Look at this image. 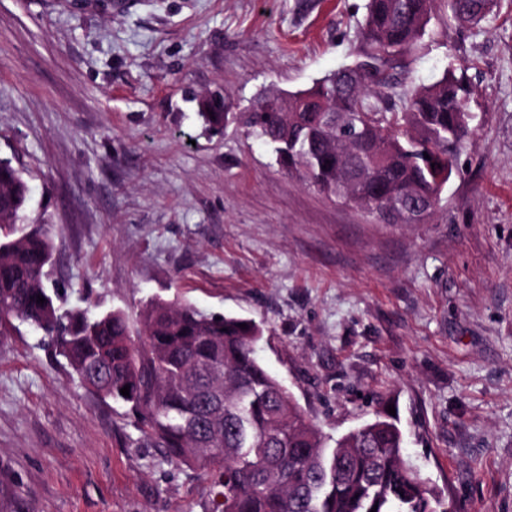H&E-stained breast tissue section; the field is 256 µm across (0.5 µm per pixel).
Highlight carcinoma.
Listing matches in <instances>:
<instances>
[{"instance_id":"cac0c4a2","label":"carcinoma","mask_w":512,"mask_h":512,"mask_svg":"<svg viewBox=\"0 0 512 512\" xmlns=\"http://www.w3.org/2000/svg\"><path fill=\"white\" fill-rule=\"evenodd\" d=\"M498 6L367 0L356 67L304 90L266 93L239 121L273 146L284 171L326 197L389 223L419 224L470 143L472 88L448 70L409 88L399 109L380 89L438 10L478 25ZM201 116L221 133L226 101L205 100ZM29 195L22 174L0 160V336L22 325L42 333L89 392L127 408L141 439L209 482V512H448L406 459L396 420L378 416L336 438L314 425L259 362L264 329L256 322L217 320L161 299L143 304L134 320L119 309L60 312L59 288L45 285L51 226L32 224L12 237ZM126 385L128 397L120 393Z\"/></svg>"}]
</instances>
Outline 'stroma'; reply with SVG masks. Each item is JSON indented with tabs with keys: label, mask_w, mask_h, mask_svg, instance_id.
<instances>
[{
	"label": "stroma",
	"mask_w": 512,
	"mask_h": 512,
	"mask_svg": "<svg viewBox=\"0 0 512 512\" xmlns=\"http://www.w3.org/2000/svg\"><path fill=\"white\" fill-rule=\"evenodd\" d=\"M366 0H0V158L53 227L65 307L185 300L265 326L256 354L324 432L394 406L456 512H512V0L432 19L388 90L447 68L472 144L423 224L286 175L233 111L354 67ZM209 485L72 379L43 336L0 338V512H207ZM203 111L200 112L204 118L208 129L215 134L221 133L224 128V122L228 118L229 112H226V98L223 99L209 98L203 103ZM212 112V115H209ZM211 116L215 117V120L211 119Z\"/></svg>",
	"instance_id": "obj_1"
}]
</instances>
